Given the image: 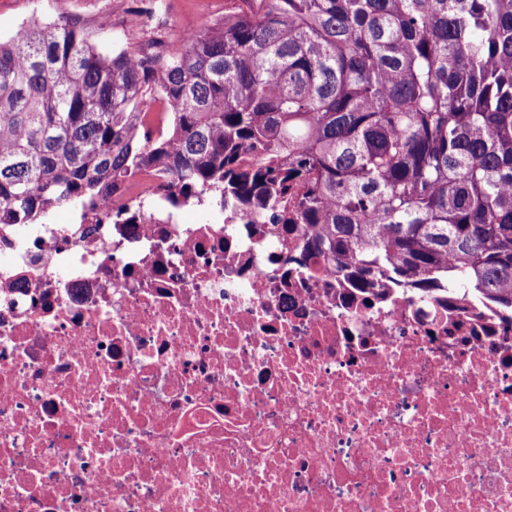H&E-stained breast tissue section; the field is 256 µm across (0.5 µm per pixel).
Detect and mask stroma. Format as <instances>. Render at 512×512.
<instances>
[{"label":"stroma","mask_w":512,"mask_h":512,"mask_svg":"<svg viewBox=\"0 0 512 512\" xmlns=\"http://www.w3.org/2000/svg\"><path fill=\"white\" fill-rule=\"evenodd\" d=\"M240 0H0V38L11 36L23 23L77 19L100 48L118 53L144 43L151 31H158L170 42H178L182 30L199 29L236 10ZM152 13L150 28L136 24L132 7ZM108 23L107 34H100L101 23Z\"/></svg>","instance_id":"stroma-1"}]
</instances>
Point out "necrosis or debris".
I'll return each instance as SVG.
<instances>
[{"label":"necrosis or debris","instance_id":"1","mask_svg":"<svg viewBox=\"0 0 512 512\" xmlns=\"http://www.w3.org/2000/svg\"><path fill=\"white\" fill-rule=\"evenodd\" d=\"M157 183L0 227V512H512V313Z\"/></svg>","mask_w":512,"mask_h":512}]
</instances>
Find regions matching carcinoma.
Here are the masks:
<instances>
[{
    "instance_id": "obj_1",
    "label": "carcinoma",
    "mask_w": 512,
    "mask_h": 512,
    "mask_svg": "<svg viewBox=\"0 0 512 512\" xmlns=\"http://www.w3.org/2000/svg\"><path fill=\"white\" fill-rule=\"evenodd\" d=\"M262 2L112 56L70 21L0 40V225L153 165L350 281L512 311V0Z\"/></svg>"
}]
</instances>
